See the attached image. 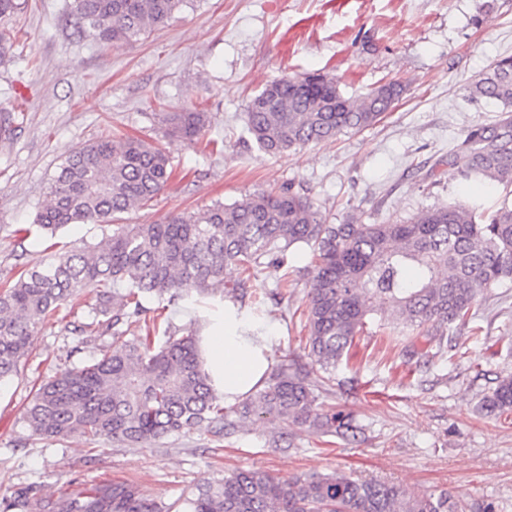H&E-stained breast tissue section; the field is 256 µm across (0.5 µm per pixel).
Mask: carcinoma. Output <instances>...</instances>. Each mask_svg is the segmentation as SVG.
<instances>
[{
	"label": "carcinoma",
	"instance_id": "obj_1",
	"mask_svg": "<svg viewBox=\"0 0 512 512\" xmlns=\"http://www.w3.org/2000/svg\"><path fill=\"white\" fill-rule=\"evenodd\" d=\"M193 0H71L66 22L78 35L116 46L168 23ZM14 57V35L0 26V62ZM399 79L382 80L364 97L342 94L321 72L283 76L265 84L247 105V130L260 150L278 155L333 140L378 122L405 92ZM474 95L512 107V55L498 58L472 83ZM169 139L197 137L208 114L197 109L155 113ZM465 159L461 176L512 187V115L467 131L448 163ZM171 175L165 147L137 137L105 136L74 148L50 185V202L34 225L56 231L69 224H103L111 232L0 283V381L18 373L31 337L85 290L95 303L75 332L101 339L87 363L57 373L38 388L24 413L43 438L80 436L94 444H129L204 430L221 439L253 418L309 424L339 438L359 429L341 411L317 408L310 372L283 362L255 393L226 408L200 367L194 331L156 342L159 316L140 321L149 301L193 293L235 300L247 280L273 268L288 282L291 246L312 253L306 347L332 380L369 314L386 306L427 328L436 352L448 353V329L465 322L484 291L512 278V202L487 211L459 200L434 206L406 222L326 224L312 200L283 187L231 205L214 203L171 215L162 224H119V215L151 205ZM244 278L228 288L224 270ZM139 324V334L127 337ZM488 414L512 412V375L482 398ZM36 483L3 501L0 512H34ZM188 512H465L447 491L411 497L396 485L359 481L336 471L288 479L234 471L206 482L187 499ZM52 512H163L128 483L105 484L59 500Z\"/></svg>",
	"mask_w": 512,
	"mask_h": 512
}]
</instances>
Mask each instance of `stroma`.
<instances>
[{
	"label": "stroma",
	"mask_w": 512,
	"mask_h": 512,
	"mask_svg": "<svg viewBox=\"0 0 512 512\" xmlns=\"http://www.w3.org/2000/svg\"><path fill=\"white\" fill-rule=\"evenodd\" d=\"M69 0H25L11 24L13 59L0 63V102L18 98L25 112L0 138V281L43 264L51 242L92 244L96 224L49 235L32 229L49 185L75 147L124 133L169 145L173 173L153 206L122 216L155 224L172 214L293 185L328 224L407 221L457 199L491 207L502 186L463 179L444 166L429 173L467 131L493 124L500 102L471 98L470 84L496 59L512 55V0H196L166 25L120 46L79 39L61 21ZM320 70L359 98L382 79L409 82L395 107L366 129L281 155L258 150L245 130L249 98L284 75ZM207 112L204 136L168 142L156 115ZM223 141L210 153L207 140ZM30 234H23V227ZM306 245L289 250L287 287L267 270L247 283L245 306L269 321L274 362L307 364V331L297 308L308 291ZM83 309L59 312L32 337L18 375L0 383V498L32 482L48 496L72 483L89 490L129 482L169 508L186 512L195 487L236 469L281 478L343 471L402 486L412 494L447 490L467 512H512V415L479 408L501 376L512 374V280L491 288L474 318L452 325L459 353L416 365L405 344L430 348L423 328L384 315L369 319L320 394L353 415L362 430L340 439L304 424L261 419L215 440L204 431L135 446L100 439L33 435L23 415L37 385L96 353L97 339L77 337ZM285 431L280 444L275 432Z\"/></svg>",
	"instance_id": "35a3bbf8"
}]
</instances>
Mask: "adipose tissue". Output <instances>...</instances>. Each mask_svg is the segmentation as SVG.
I'll use <instances>...</instances> for the list:
<instances>
[{
    "instance_id": "1",
    "label": "adipose tissue",
    "mask_w": 512,
    "mask_h": 512,
    "mask_svg": "<svg viewBox=\"0 0 512 512\" xmlns=\"http://www.w3.org/2000/svg\"><path fill=\"white\" fill-rule=\"evenodd\" d=\"M268 328V323L229 299L224 300L220 316L202 324L201 366L226 403H235L262 386L273 363Z\"/></svg>"
}]
</instances>
